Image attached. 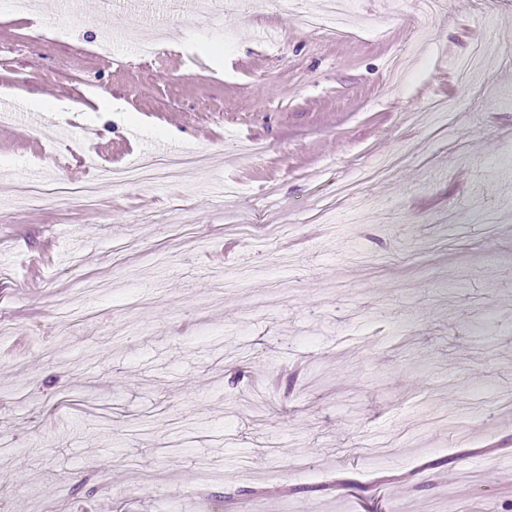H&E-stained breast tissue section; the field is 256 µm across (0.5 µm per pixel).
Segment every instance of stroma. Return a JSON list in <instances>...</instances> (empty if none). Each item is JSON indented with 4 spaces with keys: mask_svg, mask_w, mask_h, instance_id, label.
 <instances>
[{
    "mask_svg": "<svg viewBox=\"0 0 512 512\" xmlns=\"http://www.w3.org/2000/svg\"><path fill=\"white\" fill-rule=\"evenodd\" d=\"M37 2L0 11V512H512V458L481 452L512 446V0H348L346 37L197 0L112 69L139 11ZM185 147L175 182L106 176ZM30 173L95 204L12 207ZM346 179L355 207L315 219ZM89 281L111 303L61 320Z\"/></svg>",
    "mask_w": 512,
    "mask_h": 512,
    "instance_id": "35a3bbf8",
    "label": "stroma"
}]
</instances>
